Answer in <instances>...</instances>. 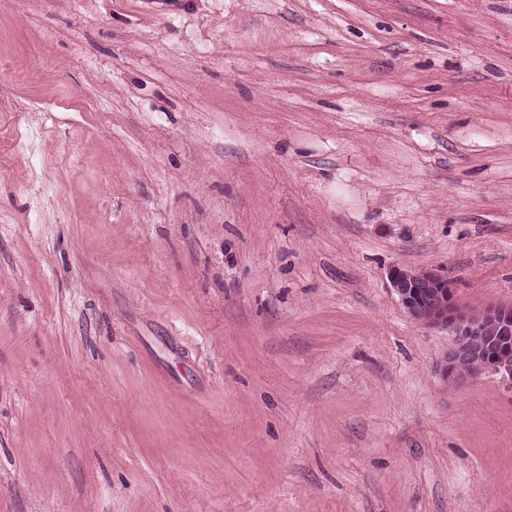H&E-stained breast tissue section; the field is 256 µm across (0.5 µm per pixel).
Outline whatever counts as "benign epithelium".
<instances>
[{
    "label": "benign epithelium",
    "mask_w": 512,
    "mask_h": 512,
    "mask_svg": "<svg viewBox=\"0 0 512 512\" xmlns=\"http://www.w3.org/2000/svg\"><path fill=\"white\" fill-rule=\"evenodd\" d=\"M388 278L414 321L453 337L439 364L448 384L460 386L488 372L512 390V303L467 312L456 304L455 282L440 268L394 266Z\"/></svg>",
    "instance_id": "1"
}]
</instances>
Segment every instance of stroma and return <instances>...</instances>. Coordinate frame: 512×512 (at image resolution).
Wrapping results in <instances>:
<instances>
[{"label":"stroma","mask_w":512,"mask_h":512,"mask_svg":"<svg viewBox=\"0 0 512 512\" xmlns=\"http://www.w3.org/2000/svg\"><path fill=\"white\" fill-rule=\"evenodd\" d=\"M394 266L512 302V0H0V512H512Z\"/></svg>","instance_id":"stroma-1"}]
</instances>
